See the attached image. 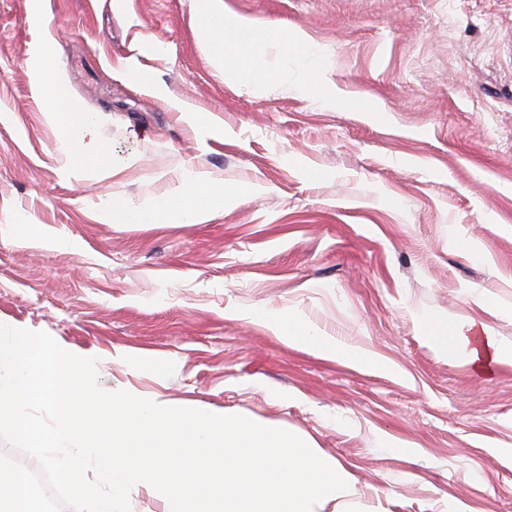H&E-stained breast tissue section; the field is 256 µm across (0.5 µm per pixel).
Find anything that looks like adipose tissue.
<instances>
[{"instance_id": "1", "label": "adipose tissue", "mask_w": 512, "mask_h": 512, "mask_svg": "<svg viewBox=\"0 0 512 512\" xmlns=\"http://www.w3.org/2000/svg\"><path fill=\"white\" fill-rule=\"evenodd\" d=\"M197 10L203 18L202 40L221 44V50L214 59L217 74L239 82L271 80L272 74L262 61L256 59L249 65L239 63L232 47L236 41L254 40L255 31L249 20L215 11L213 0H198ZM31 67L46 97L45 116L58 129L59 147L70 162L78 167L111 168L112 153L99 139L95 119L72 110L68 94L56 78L57 61L52 45L38 49L32 57ZM243 193L242 187L193 175L166 198L138 210L129 209L122 198L113 197L103 217L124 224H153L161 216L173 213L191 221L217 205L238 199ZM447 342L452 346H464L471 363L485 372L508 356L485 328L452 329Z\"/></svg>"}]
</instances>
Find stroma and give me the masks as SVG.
<instances>
[{
	"label": "stroma",
	"instance_id": "35a3bbf8",
	"mask_svg": "<svg viewBox=\"0 0 512 512\" xmlns=\"http://www.w3.org/2000/svg\"><path fill=\"white\" fill-rule=\"evenodd\" d=\"M215 5L273 80L216 74L196 0H43L37 22L0 0V324L96 358L106 390L297 435L350 481L314 512H512V358L481 373L429 327L512 350V0ZM282 29L305 46L271 49ZM42 42L111 172L60 152ZM194 173L246 193L193 223L102 217ZM288 312L330 350L267 327Z\"/></svg>",
	"mask_w": 512,
	"mask_h": 512
}]
</instances>
